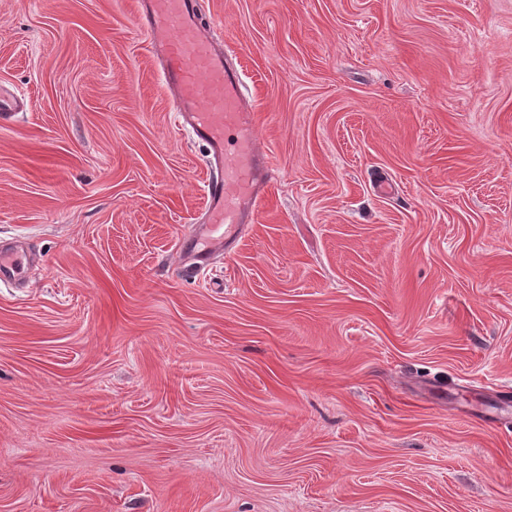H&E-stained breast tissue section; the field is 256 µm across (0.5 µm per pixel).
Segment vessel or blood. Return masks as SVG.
Wrapping results in <instances>:
<instances>
[{"label": "vessel or blood", "instance_id": "b4317fda", "mask_svg": "<svg viewBox=\"0 0 512 512\" xmlns=\"http://www.w3.org/2000/svg\"><path fill=\"white\" fill-rule=\"evenodd\" d=\"M136 13L174 124L205 148L211 167L203 221L179 239L184 273L199 276L255 223L272 183V159L256 140L258 114L238 67L217 45L204 0H137ZM24 109V98L1 85L0 122L14 121ZM30 263L23 247L0 246V287L20 285Z\"/></svg>", "mask_w": 512, "mask_h": 512}]
</instances>
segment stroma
I'll use <instances>...</instances> for the list:
<instances>
[{"mask_svg":"<svg viewBox=\"0 0 512 512\" xmlns=\"http://www.w3.org/2000/svg\"><path fill=\"white\" fill-rule=\"evenodd\" d=\"M205 6L276 172L192 278L135 0H0V512H512V0ZM25 111V99L14 90L0 86V122L15 121L16 116ZM31 263L29 253L22 246H0V287L18 286L25 280Z\"/></svg>","mask_w":512,"mask_h":512,"instance_id":"35a3bbf8","label":"stroma"}]
</instances>
